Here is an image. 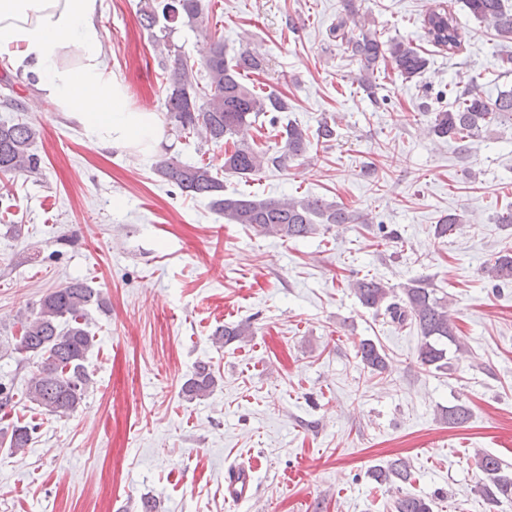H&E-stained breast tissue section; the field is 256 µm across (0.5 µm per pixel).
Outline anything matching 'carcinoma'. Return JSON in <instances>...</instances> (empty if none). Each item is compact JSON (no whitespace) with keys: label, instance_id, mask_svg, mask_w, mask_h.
Wrapping results in <instances>:
<instances>
[{"label":"carcinoma","instance_id":"carcinoma-1","mask_svg":"<svg viewBox=\"0 0 512 512\" xmlns=\"http://www.w3.org/2000/svg\"><path fill=\"white\" fill-rule=\"evenodd\" d=\"M465 7L479 21L501 34H512V7L506 0H464ZM345 18L330 33L347 44L361 65L359 84L371 98H376L381 64L390 63L398 73L410 79L425 69L427 59L408 41L399 38L382 40L377 32L366 27L355 9L354 0H343ZM201 0H163L155 5L145 0L141 8L140 24L152 32L157 47L171 51L169 38L172 24L179 21L195 27L202 22ZM358 30L349 35L347 23ZM423 26L429 41L437 47L454 53L462 42V29L457 18L444 7L430 9ZM207 83L199 91L194 66L178 52L174 53L165 86V121L179 137L195 136L200 141L218 146L228 143L242 126L251 124L269 112L288 111V100L272 90L258 92L244 82L247 73L262 68L257 51L244 50L229 57L224 50V39L213 42L203 62ZM452 103L433 112L430 133L437 139H479L488 128L504 118L512 120V87L498 91L496 97L484 94L476 78L466 84H454L448 89ZM40 136L39 128L30 123H0V175L39 173L41 159L33 151ZM279 136L284 140L282 150L271 152L245 143L224 150V170L250 177L269 166L283 167L294 158L304 155L312 141L326 143L335 137L334 128L326 121L315 134L296 123H288ZM156 174L192 197L210 199L212 207L230 224H242L257 232L283 240L306 238L323 229L328 231L340 224H356L359 216L346 207L323 197H288L259 199L252 195L224 194V181L213 172L210 164H188L174 156L162 155L155 163ZM462 221L460 214H448L434 225V236L447 237ZM492 281L507 283L512 280V249L503 250L483 267ZM360 303L369 309L384 310L391 322L399 326L416 325L421 341L418 362L430 372L448 368V346H460L457 327L448 317V299L438 296L431 283L414 278L404 284L402 296L392 295L381 281L364 276L349 282ZM95 304L106 308L101 292L86 281L75 278L41 298L32 313L21 321L20 334L14 337L13 351L21 359L35 360V370L25 383V395L36 406L55 415H66L77 410L85 399L92 382L85 362L93 347V337L84 327L87 308ZM251 335L246 323L226 324L215 332L219 345L240 341ZM363 367L372 373L383 370L386 353L371 339H365L356 348ZM216 386L211 367L198 364L192 376L184 383L182 393L188 399L204 397ZM34 428L27 424L12 425L9 447L22 450L32 441ZM479 468L486 483L481 493L492 502L512 500V472L509 466L493 454L479 455ZM410 465L396 459L373 472V479L381 485L392 486L410 479ZM394 512H433L432 501L402 493L393 501Z\"/></svg>","mask_w":512,"mask_h":512}]
</instances>
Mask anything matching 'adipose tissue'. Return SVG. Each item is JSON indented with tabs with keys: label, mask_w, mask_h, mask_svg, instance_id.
<instances>
[{
	"label": "adipose tissue",
	"mask_w": 512,
	"mask_h": 512,
	"mask_svg": "<svg viewBox=\"0 0 512 512\" xmlns=\"http://www.w3.org/2000/svg\"><path fill=\"white\" fill-rule=\"evenodd\" d=\"M99 0H0V51L37 73L43 95L93 143L142 153L164 139L155 113L129 106L101 58Z\"/></svg>",
	"instance_id": "obj_1"
}]
</instances>
